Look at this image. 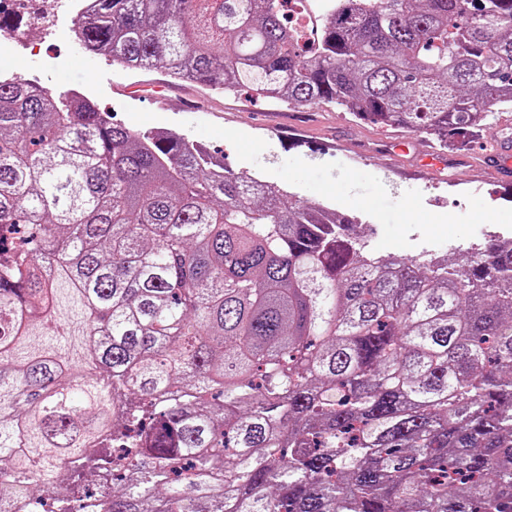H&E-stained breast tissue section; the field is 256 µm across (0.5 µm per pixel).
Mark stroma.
Here are the masks:
<instances>
[{
    "label": "stroma",
    "mask_w": 512,
    "mask_h": 512,
    "mask_svg": "<svg viewBox=\"0 0 512 512\" xmlns=\"http://www.w3.org/2000/svg\"><path fill=\"white\" fill-rule=\"evenodd\" d=\"M47 15L41 30L0 10V23L24 33L10 51L11 68L36 74L52 91L86 90L101 110L136 131L185 135L225 167L277 183L300 199L332 204L358 220L356 230L375 257L452 258L479 242L477 227L512 236V184L475 179L497 125L437 174H418L433 144L402 130L376 128L334 107L274 105L242 92L224 96L170 81L163 68L125 71L104 55L81 49L69 0H37ZM99 68L103 80L89 77ZM398 159L387 164L389 146Z\"/></svg>",
    "instance_id": "35a3bbf8"
}]
</instances>
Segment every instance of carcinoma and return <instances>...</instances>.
<instances>
[{"label":"carcinoma","mask_w":512,"mask_h":512,"mask_svg":"<svg viewBox=\"0 0 512 512\" xmlns=\"http://www.w3.org/2000/svg\"><path fill=\"white\" fill-rule=\"evenodd\" d=\"M289 2L91 0L75 32L443 150L512 110V0H308L300 32ZM354 224L0 79V503L512 512V240L382 260Z\"/></svg>","instance_id":"1"}]
</instances>
